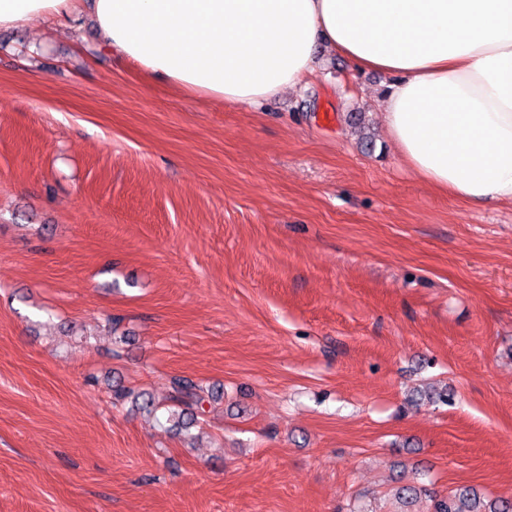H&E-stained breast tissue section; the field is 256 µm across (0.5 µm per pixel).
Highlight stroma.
<instances>
[{
    "mask_svg": "<svg viewBox=\"0 0 512 512\" xmlns=\"http://www.w3.org/2000/svg\"><path fill=\"white\" fill-rule=\"evenodd\" d=\"M258 107L0 30V512H392L512 498V204L402 160L328 47ZM365 116L364 149L348 115ZM218 390L194 446L131 403ZM447 385L448 404L406 399Z\"/></svg>",
    "mask_w": 512,
    "mask_h": 512,
    "instance_id": "obj_1",
    "label": "stroma"
}]
</instances>
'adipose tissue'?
Wrapping results in <instances>:
<instances>
[{"mask_svg": "<svg viewBox=\"0 0 512 512\" xmlns=\"http://www.w3.org/2000/svg\"><path fill=\"white\" fill-rule=\"evenodd\" d=\"M85 13L108 55L231 104L297 87L327 46L391 76L384 121L410 170L512 203V0H0V29Z\"/></svg>", "mask_w": 512, "mask_h": 512, "instance_id": "ef3b65f1", "label": "adipose tissue"}]
</instances>
